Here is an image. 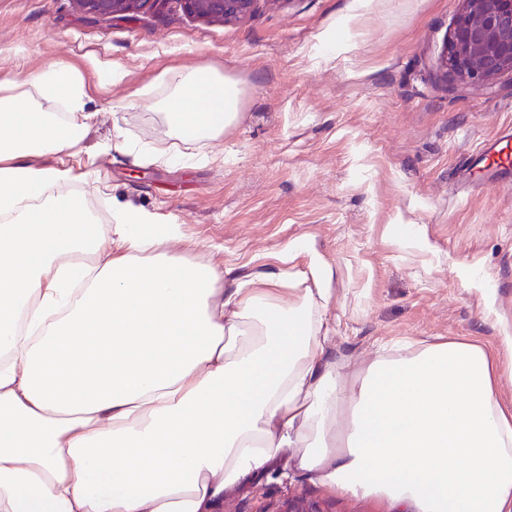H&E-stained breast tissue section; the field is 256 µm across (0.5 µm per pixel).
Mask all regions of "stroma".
<instances>
[{
    "instance_id": "35a3bbf8",
    "label": "stroma",
    "mask_w": 512,
    "mask_h": 512,
    "mask_svg": "<svg viewBox=\"0 0 512 512\" xmlns=\"http://www.w3.org/2000/svg\"><path fill=\"white\" fill-rule=\"evenodd\" d=\"M461 0H255L229 22L177 7L128 20L75 0H0V79L53 62L84 77L95 131L77 155L32 165L85 172L74 191L103 212L129 204L181 225L174 254L245 275L306 269L308 242L334 274L322 311L344 384L381 344L459 337L499 351L512 336V181L459 172L483 140L512 126V73L475 92L440 61ZM127 75L102 87L98 69ZM206 68L236 82L239 118L216 140L183 145L194 167L114 150L115 136L165 138L133 92L164 69ZM311 250V251H312ZM487 290L468 287L470 275ZM301 496L321 512H394L342 494L283 455L260 481L226 491L236 512H280Z\"/></svg>"
}]
</instances>
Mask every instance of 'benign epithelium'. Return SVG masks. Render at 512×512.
Masks as SVG:
<instances>
[{
	"label": "benign epithelium",
	"mask_w": 512,
	"mask_h": 512,
	"mask_svg": "<svg viewBox=\"0 0 512 512\" xmlns=\"http://www.w3.org/2000/svg\"><path fill=\"white\" fill-rule=\"evenodd\" d=\"M87 12L128 17L146 5L167 0H75ZM185 11L211 21L227 22L249 13L255 0H180ZM463 8L446 43L442 63L472 88L487 86L512 72V0H462ZM282 512H319L303 497H290Z\"/></svg>",
	"instance_id": "obj_1"
}]
</instances>
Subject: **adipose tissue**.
Wrapping results in <instances>:
<instances>
[{"label":"adipose tissue","instance_id":"obj_1","mask_svg":"<svg viewBox=\"0 0 512 512\" xmlns=\"http://www.w3.org/2000/svg\"><path fill=\"white\" fill-rule=\"evenodd\" d=\"M168 137L117 150L190 161L223 135L236 85L166 69L136 90ZM81 74L0 81V512H216L284 451L324 487L411 512H512V338L451 339L336 375L321 310L332 270L241 277L175 259L177 224L103 223L66 186L91 130Z\"/></svg>","mask_w":512,"mask_h":512}]
</instances>
